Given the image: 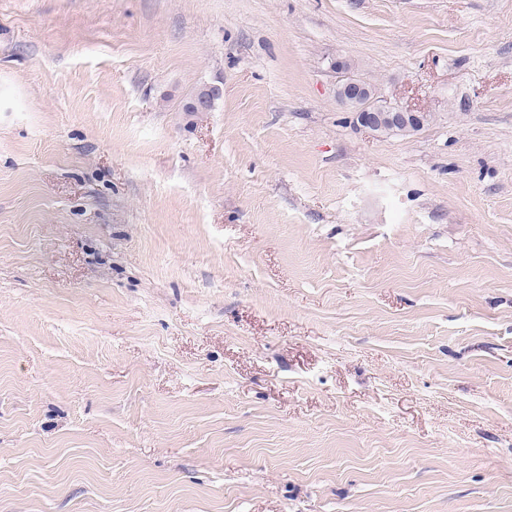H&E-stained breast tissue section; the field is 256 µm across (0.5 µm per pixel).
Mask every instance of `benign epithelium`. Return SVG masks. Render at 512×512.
<instances>
[{
	"label": "benign epithelium",
	"instance_id": "benign-epithelium-1",
	"mask_svg": "<svg viewBox=\"0 0 512 512\" xmlns=\"http://www.w3.org/2000/svg\"><path fill=\"white\" fill-rule=\"evenodd\" d=\"M340 79L336 85L338 101L353 110L356 123L377 135L397 134L427 121V114L406 109L388 101L368 81L348 73V68L336 66ZM220 95L216 86L204 85L184 105L186 112H207Z\"/></svg>",
	"mask_w": 512,
	"mask_h": 512
}]
</instances>
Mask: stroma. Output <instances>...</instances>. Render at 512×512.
<instances>
[{
	"label": "stroma",
	"instance_id": "1",
	"mask_svg": "<svg viewBox=\"0 0 512 512\" xmlns=\"http://www.w3.org/2000/svg\"><path fill=\"white\" fill-rule=\"evenodd\" d=\"M0 512H512V0H0ZM341 74L336 85L338 101L353 110L356 123L377 135L397 134L411 125L421 127L427 121L425 112L406 109L388 101L368 81L348 73L344 65H337ZM201 92L199 89L190 97V99L184 105V111L187 112H208L211 110L214 101L220 95V89L217 86H201Z\"/></svg>",
	"mask_w": 512,
	"mask_h": 512
}]
</instances>
